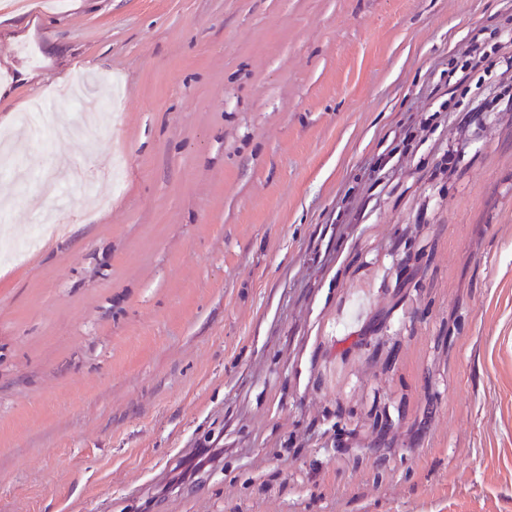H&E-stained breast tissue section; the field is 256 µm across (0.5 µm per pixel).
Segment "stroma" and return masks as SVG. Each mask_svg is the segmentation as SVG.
<instances>
[{
	"label": "stroma",
	"mask_w": 512,
	"mask_h": 512,
	"mask_svg": "<svg viewBox=\"0 0 512 512\" xmlns=\"http://www.w3.org/2000/svg\"><path fill=\"white\" fill-rule=\"evenodd\" d=\"M510 60L512 0H0V132L101 95L0 175V512H512Z\"/></svg>",
	"instance_id": "obj_1"
}]
</instances>
